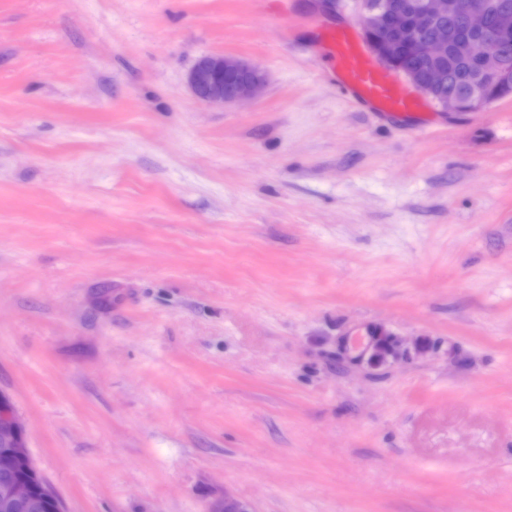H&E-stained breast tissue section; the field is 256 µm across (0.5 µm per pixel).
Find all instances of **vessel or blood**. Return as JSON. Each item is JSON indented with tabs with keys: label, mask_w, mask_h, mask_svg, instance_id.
Masks as SVG:
<instances>
[{
	"label": "vessel or blood",
	"mask_w": 512,
	"mask_h": 512,
	"mask_svg": "<svg viewBox=\"0 0 512 512\" xmlns=\"http://www.w3.org/2000/svg\"><path fill=\"white\" fill-rule=\"evenodd\" d=\"M341 92L371 105L373 111L408 117L419 106L395 74L379 65L347 29L327 30L322 38Z\"/></svg>",
	"instance_id": "obj_1"
}]
</instances>
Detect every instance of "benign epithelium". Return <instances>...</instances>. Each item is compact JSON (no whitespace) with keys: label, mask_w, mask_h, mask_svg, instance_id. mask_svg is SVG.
<instances>
[{"label":"benign epithelium","mask_w":512,"mask_h":512,"mask_svg":"<svg viewBox=\"0 0 512 512\" xmlns=\"http://www.w3.org/2000/svg\"><path fill=\"white\" fill-rule=\"evenodd\" d=\"M362 33L373 54L405 78L420 95L444 112L481 110L512 96V64L490 32L505 40L512 36V8L498 0H372L363 4ZM462 16V26L442 27L430 38L425 30L448 16ZM472 59L476 78L465 96L440 100L436 87L443 79L444 60ZM265 84L260 69L244 60L224 55L200 58L189 74V86L203 103L222 107L253 97ZM396 355L394 340H376L374 359ZM24 426L13 405L0 396V512H17L29 506L33 486L43 484L35 464L25 477L15 476L18 463L28 457ZM207 512H253L252 507L229 492L209 503Z\"/></svg>","instance_id":"benign-epithelium-1"}]
</instances>
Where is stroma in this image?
I'll return each instance as SVG.
<instances>
[{
  "label": "stroma",
  "instance_id": "obj_1",
  "mask_svg": "<svg viewBox=\"0 0 512 512\" xmlns=\"http://www.w3.org/2000/svg\"><path fill=\"white\" fill-rule=\"evenodd\" d=\"M361 15L0 0V395L64 512H512V97L378 117L314 48ZM242 79L228 82L227 76ZM265 75L244 60L224 55H207L200 58L189 74V86L203 103L224 107L253 97L265 84Z\"/></svg>",
  "mask_w": 512,
  "mask_h": 512
}]
</instances>
